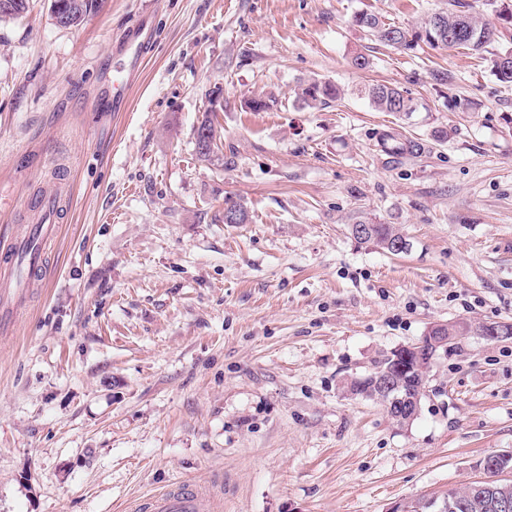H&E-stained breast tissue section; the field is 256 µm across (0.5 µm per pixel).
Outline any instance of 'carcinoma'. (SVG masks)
<instances>
[{"mask_svg":"<svg viewBox=\"0 0 512 512\" xmlns=\"http://www.w3.org/2000/svg\"><path fill=\"white\" fill-rule=\"evenodd\" d=\"M59 4L67 11L71 27L80 25L99 8V0H51L50 11H55ZM468 8L470 5L464 0H448L447 8L435 10L421 25L412 28L388 23L381 15L373 12L356 14L354 22L376 41L396 49L413 51L422 44H428L448 49L462 48L473 54H481L497 42L500 31L492 23L476 20ZM491 63L492 71L499 81L512 83V50L494 54ZM363 93L373 107L400 118L409 117L423 107L418 100L392 84H371L364 87ZM295 98L303 106L314 107L337 101L341 95L336 85L314 79L300 85L295 91ZM218 110L222 112L224 108H214V100H209L211 115L200 122L195 137L205 132L212 142L220 138L221 128L212 117ZM387 150L392 154L420 153L424 145L417 141L402 142L395 139ZM356 224L368 227L365 234L354 236L361 244H370L392 255L405 253L409 249V241L393 224H378L369 219L358 220Z\"/></svg>","mask_w":512,"mask_h":512,"instance_id":"carcinoma-1","label":"carcinoma"}]
</instances>
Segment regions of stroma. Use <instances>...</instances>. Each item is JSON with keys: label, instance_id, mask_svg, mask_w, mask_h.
<instances>
[{"label": "stroma", "instance_id": "1", "mask_svg": "<svg viewBox=\"0 0 512 512\" xmlns=\"http://www.w3.org/2000/svg\"><path fill=\"white\" fill-rule=\"evenodd\" d=\"M447 4L104 0L63 28L30 0L0 21V237L59 199L0 346V512H123L216 469L224 512H390L512 450V338L441 350L403 424L348 390L433 324L512 322V85L466 50L400 51L353 22L416 27ZM136 25L151 49L134 63ZM314 79L341 100L301 107ZM376 82L422 110L375 109ZM218 87L224 137L201 160ZM258 95L274 107L241 109ZM386 134L427 149L393 155ZM228 199L246 223H225ZM361 216L408 252L357 243ZM214 100L213 97L209 98V109L207 112H211L212 116H207L205 119H203L200 122V125L195 130V144L197 153L199 156L203 158H208L210 155L214 152V150L207 148L203 149L199 145V137L202 135L203 132L207 133V137L210 139V141L217 142V139L220 141V133H221V127H218V124L215 123L216 120V110L213 107ZM215 118V120H214Z\"/></svg>", "mask_w": 512, "mask_h": 512}]
</instances>
